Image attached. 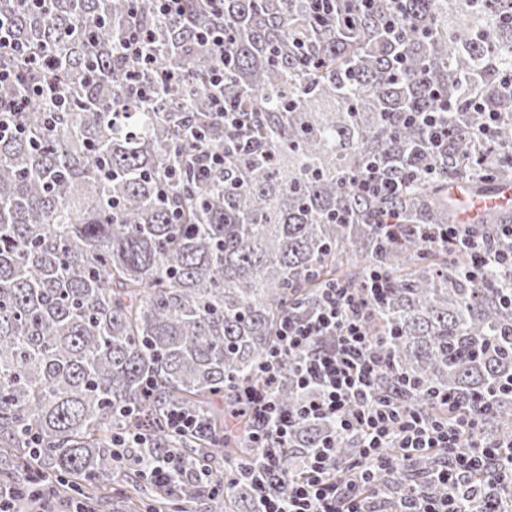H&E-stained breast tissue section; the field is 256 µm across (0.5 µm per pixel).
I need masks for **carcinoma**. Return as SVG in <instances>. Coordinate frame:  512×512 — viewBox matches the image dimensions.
<instances>
[{"instance_id": "carcinoma-1", "label": "carcinoma", "mask_w": 512, "mask_h": 512, "mask_svg": "<svg viewBox=\"0 0 512 512\" xmlns=\"http://www.w3.org/2000/svg\"><path fill=\"white\" fill-rule=\"evenodd\" d=\"M47 4L0 0L14 40L53 51L67 98L54 119L36 103L21 131L0 136V459L15 464L18 512H34L28 484L39 478L57 501L76 493L99 508L102 488L128 486L131 471L150 481L144 462L168 453L185 473L175 492H156L152 512H253L236 474L257 454L243 389L264 386L258 365L284 317L307 318L320 289L358 287L374 270L391 283L384 304L366 310L383 358L378 392L431 413L477 414L486 433L512 441V271L473 274L463 252L422 237L426 225L457 223L448 186L481 196L512 182V0H334L323 21L309 0H224L220 53L197 40L218 22L201 0H187L176 22L150 0ZM134 26L152 30L143 81L169 70L186 79L148 107L128 88L132 62L116 53ZM220 63L224 100L254 113L251 147L201 175L191 127H206L215 149L228 140L207 107ZM439 96L454 111L443 114L448 145L437 152L424 126L399 116L429 112ZM482 106L498 115L488 140L472 133ZM376 165L404 181L403 193L360 190ZM508 223L486 209L460 228L510 251L498 234ZM295 363L274 387L290 412L303 397ZM171 408L205 432H172ZM136 429L147 447L112 456L113 440ZM334 431L331 421L299 427L267 492L286 493ZM357 455L356 439L336 436L337 462ZM441 460L421 454L380 472L369 495L444 494L426 483ZM201 469L225 479L224 496L189 478ZM487 494L509 498L470 476L459 512H476Z\"/></svg>"}]
</instances>
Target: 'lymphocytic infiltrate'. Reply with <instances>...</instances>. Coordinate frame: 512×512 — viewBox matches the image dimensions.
<instances>
[{
	"label": "lymphocytic infiltrate",
	"instance_id": "f902f5d3",
	"mask_svg": "<svg viewBox=\"0 0 512 512\" xmlns=\"http://www.w3.org/2000/svg\"><path fill=\"white\" fill-rule=\"evenodd\" d=\"M118 51L135 64L127 71L126 80L141 99H151L179 80L178 74L169 72L158 76L153 85L142 86L143 72L153 65L147 29L129 30ZM38 66L41 77L32 82L23 81L15 69L0 66V86L13 91L11 97L0 100V127L16 125L20 112L35 99L54 109L64 106L53 57H41ZM209 85V110L232 134V151L243 152L248 143L239 133L251 125L252 113L225 101L223 66L213 69ZM427 238L467 253L473 270L491 265L512 269V252L499 251L485 239L463 234L457 226L431 228ZM389 288V279L377 271L358 289L331 284L322 289L320 308L313 317L281 322L277 348L258 366L265 388L248 395L254 422L250 439L261 450L257 467L242 473L254 490V512H376L363 492L376 471L431 449L445 454L433 479L447 487V495L432 499L413 491L401 499L395 512H458L455 490L461 479L495 472L504 459L512 457L502 442L480 429L476 416L467 414L449 424L376 395L374 384L383 359L366 334L365 316L369 305L386 299ZM325 336L332 337V345H320V338ZM288 356L299 359L295 382L304 393L299 408L292 413L281 410L272 395ZM323 420L336 422L340 434L359 439V457L346 464L343 476L333 477L336 443L322 440L309 453L303 475L289 480L287 494L270 496L265 477L278 471L297 426Z\"/></svg>",
	"mask_w": 512,
	"mask_h": 512
}]
</instances>
